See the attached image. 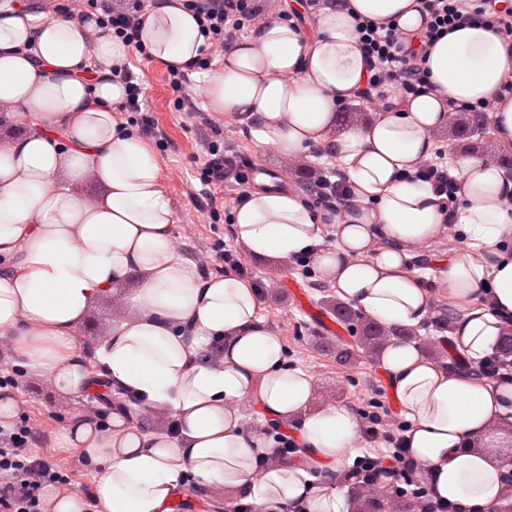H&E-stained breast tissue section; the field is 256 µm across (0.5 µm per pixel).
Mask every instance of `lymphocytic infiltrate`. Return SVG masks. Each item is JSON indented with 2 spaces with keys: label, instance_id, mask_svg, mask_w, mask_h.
Segmentation results:
<instances>
[{
  "label": "lymphocytic infiltrate",
  "instance_id": "obj_1",
  "mask_svg": "<svg viewBox=\"0 0 512 512\" xmlns=\"http://www.w3.org/2000/svg\"><path fill=\"white\" fill-rule=\"evenodd\" d=\"M421 4L424 26L415 51L408 49V39L397 26L357 19L359 43L370 66L367 85L359 91V98L370 100L391 92L404 101L421 92L426 84L424 63L429 51L443 36L464 25L481 21L502 39L512 40L511 6L500 9L490 0H421ZM185 7L196 16L213 48L231 46L245 26L257 19L251 0H186ZM114 74L128 87L122 111L142 113L143 133L152 137L160 149H167L166 138L145 113L143 91L134 74L123 64L115 67ZM212 133L198 173V194L206 202L209 219L215 223L221 218L217 193L224 185V130L216 126ZM369 421L366 435L384 443L386 450L359 459L355 475L372 485L388 480L396 489H409L422 512H455L454 507L432 501L426 488L414 487L413 466L403 448L402 435L380 430L377 416H370ZM43 434L41 426L26 421L0 426V512H43L47 487L70 486L65 470L33 453V445Z\"/></svg>",
  "mask_w": 512,
  "mask_h": 512
}]
</instances>
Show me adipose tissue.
<instances>
[{
  "mask_svg": "<svg viewBox=\"0 0 512 512\" xmlns=\"http://www.w3.org/2000/svg\"><path fill=\"white\" fill-rule=\"evenodd\" d=\"M359 16L396 21L412 37L423 27L418 0H328L307 29L268 17L225 50L203 87L210 114L246 123L257 145L292 155L323 146L354 190L348 204L318 211L293 191L253 189L233 213L234 236L253 256H311L339 299L388 327L419 326L441 296L451 341L472 370L432 361L403 338L380 361L411 420L408 455L432 499L498 512L512 469L485 443L512 417V381L491 382L478 368L512 333V179L477 156H454V222L482 256L449 254L425 283L409 251L443 230V200L410 175L433 156V134L452 112L479 102L493 101L494 136L512 148V95L502 92L512 45L477 22L460 28L430 51L426 92L340 128L339 107L369 71ZM138 48L181 68L207 42L182 0H154ZM133 50L94 15L0 9V111L33 117L26 135L0 137V337L11 339L20 368L60 392L104 381L175 422L176 433L153 432L119 413L101 422L72 411L58 444L97 468L98 512H173L188 483L227 493L225 512L241 501L260 512H352L340 475L358 455L356 417L315 406L313 378L289 367L248 280L203 275L179 252L156 151L114 117L125 86L112 67ZM89 179L102 195L81 194ZM100 297L123 302L128 315L88 349L78 329ZM214 341L216 365L205 355ZM246 399L267 421L298 424L301 462L274 461L267 438L244 429Z\"/></svg>",
  "mask_w": 512,
  "mask_h": 512,
  "instance_id": "1",
  "label": "adipose tissue"
}]
</instances>
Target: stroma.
Segmentation results:
<instances>
[{
  "mask_svg": "<svg viewBox=\"0 0 512 512\" xmlns=\"http://www.w3.org/2000/svg\"><path fill=\"white\" fill-rule=\"evenodd\" d=\"M127 64L143 87L155 125L168 141V148L161 153L160 159L163 190L176 216L173 237L177 248L193 259L198 270L206 276L223 275L227 269L221 259L223 252H237L240 276L259 290L260 317L282 339L289 364L314 379L318 403L349 407L359 417L378 412L382 418L381 427L385 430L408 425L405 412L390 394L387 374L378 360L361 356L353 363L342 364L324 350L322 343L327 333L319 316L326 308L322 303L324 294L318 286L317 273L308 272L306 266L297 261L284 269L276 259L240 254L233 233L234 205H227L222 221L217 224L196 217L197 205L193 198L199 187L196 172L203 161L205 144L215 119L208 114L204 99L197 96L192 98L189 107H178L177 95L169 86L164 63L134 54ZM223 128L225 154H237L275 170L299 193H308L311 183L320 174L338 175L342 172L340 165L322 147L315 146L305 154L295 156L273 144L257 146L246 124L227 122ZM466 247L457 226H450L432 242L414 249L410 268L418 276L428 277L435 259ZM126 315L120 302L109 298L96 301L89 307L80 327L83 343L94 346L113 323ZM1 368L10 370L19 382L18 387L8 391L16 402L17 419L28 417L45 427L38 452L69 473L82 497L91 496L93 472L77 451L59 449L57 437L73 410L80 409L99 418L105 409L116 406L112 389L106 386L95 392L60 393L33 372L16 368L11 344L0 340Z\"/></svg>",
  "mask_w": 512,
  "mask_h": 512,
  "instance_id": "stroma-1",
  "label": "stroma"
}]
</instances>
